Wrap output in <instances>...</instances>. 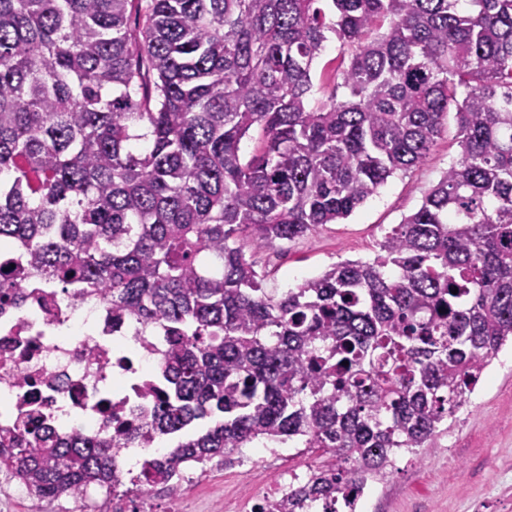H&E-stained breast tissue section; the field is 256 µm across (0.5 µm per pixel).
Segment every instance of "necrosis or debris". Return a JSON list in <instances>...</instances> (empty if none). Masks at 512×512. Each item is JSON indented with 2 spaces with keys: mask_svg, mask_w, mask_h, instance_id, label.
Here are the masks:
<instances>
[{
  "mask_svg": "<svg viewBox=\"0 0 512 512\" xmlns=\"http://www.w3.org/2000/svg\"><path fill=\"white\" fill-rule=\"evenodd\" d=\"M165 346L135 324L113 325L97 296L28 283L0 302V428L35 414L59 434L100 437L146 420Z\"/></svg>",
  "mask_w": 512,
  "mask_h": 512,
  "instance_id": "necrosis-or-debris-1",
  "label": "necrosis or debris"
}]
</instances>
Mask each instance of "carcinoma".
<instances>
[{
    "label": "carcinoma",
    "mask_w": 512,
    "mask_h": 512,
    "mask_svg": "<svg viewBox=\"0 0 512 512\" xmlns=\"http://www.w3.org/2000/svg\"><path fill=\"white\" fill-rule=\"evenodd\" d=\"M331 35L348 59L317 87ZM451 111L459 157L373 256L265 291L244 242L348 218ZM5 246L25 258L0 301L37 278L166 332L143 428L175 442L135 492L295 441L326 461L265 512H354L512 341V0H0ZM138 434L26 420L0 471L39 500L109 495Z\"/></svg>",
    "instance_id": "1"
}]
</instances>
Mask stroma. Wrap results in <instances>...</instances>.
Segmentation results:
<instances>
[{"instance_id": "35a3bbf8", "label": "stroma", "mask_w": 512, "mask_h": 512, "mask_svg": "<svg viewBox=\"0 0 512 512\" xmlns=\"http://www.w3.org/2000/svg\"><path fill=\"white\" fill-rule=\"evenodd\" d=\"M456 134L455 121H448L422 166L389 178L341 223L259 250L245 245L246 255L266 275L264 288L279 295L332 264L372 255L385 233L420 206L424 192L457 159ZM320 463L316 455L288 443L273 450L238 448L227 465L208 468L187 488H171L168 497L155 499L153 509L244 512L253 496L305 477ZM76 506L82 512H111L112 499L95 485L77 500L0 496V512H72ZM356 512H512L511 344L491 360L438 447L428 449L419 462L399 461L397 471L368 483Z\"/></svg>"}]
</instances>
